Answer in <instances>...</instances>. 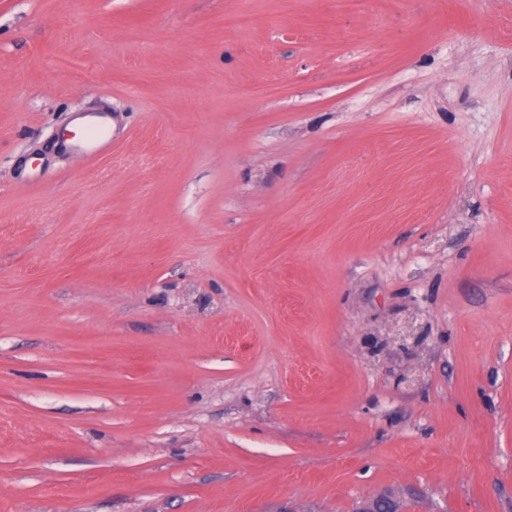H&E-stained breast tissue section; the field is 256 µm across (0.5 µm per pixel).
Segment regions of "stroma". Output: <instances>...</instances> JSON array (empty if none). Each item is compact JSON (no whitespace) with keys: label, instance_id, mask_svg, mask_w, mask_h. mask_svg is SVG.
Listing matches in <instances>:
<instances>
[{"label":"stroma","instance_id":"stroma-1","mask_svg":"<svg viewBox=\"0 0 512 512\" xmlns=\"http://www.w3.org/2000/svg\"><path fill=\"white\" fill-rule=\"evenodd\" d=\"M383 493L512 512V0H0V512Z\"/></svg>","mask_w":512,"mask_h":512}]
</instances>
